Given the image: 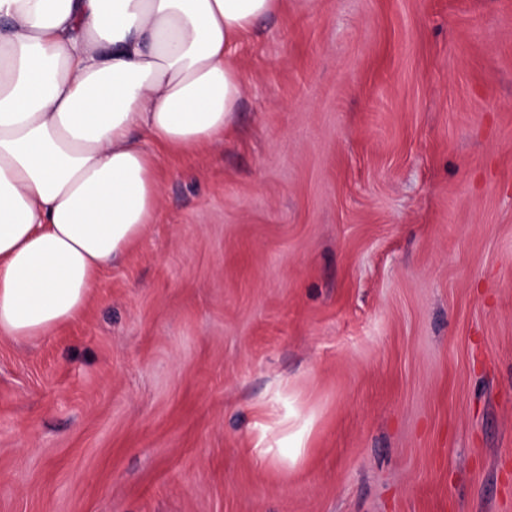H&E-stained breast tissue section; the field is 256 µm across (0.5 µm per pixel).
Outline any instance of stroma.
I'll return each instance as SVG.
<instances>
[{
	"instance_id": "35a3bbf8",
	"label": "stroma",
	"mask_w": 512,
	"mask_h": 512,
	"mask_svg": "<svg viewBox=\"0 0 512 512\" xmlns=\"http://www.w3.org/2000/svg\"><path fill=\"white\" fill-rule=\"evenodd\" d=\"M233 54L82 315L0 335V512H512V0H285Z\"/></svg>"
}]
</instances>
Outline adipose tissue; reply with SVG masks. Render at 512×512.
I'll list each match as a JSON object with an SVG mask.
<instances>
[{
    "mask_svg": "<svg viewBox=\"0 0 512 512\" xmlns=\"http://www.w3.org/2000/svg\"><path fill=\"white\" fill-rule=\"evenodd\" d=\"M282 0H0V334L42 336L157 220L162 154L224 136L232 43Z\"/></svg>",
    "mask_w": 512,
    "mask_h": 512,
    "instance_id": "obj_1",
    "label": "adipose tissue"
}]
</instances>
